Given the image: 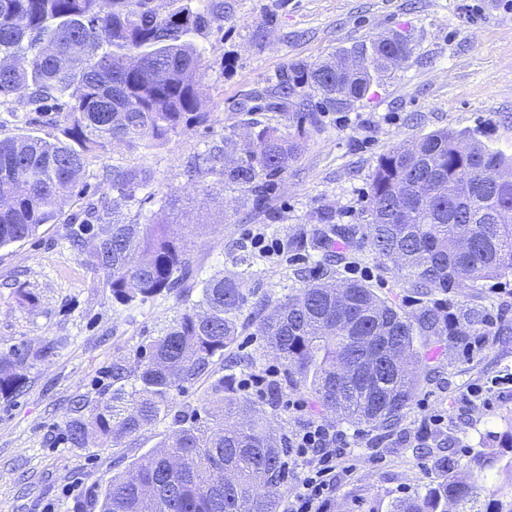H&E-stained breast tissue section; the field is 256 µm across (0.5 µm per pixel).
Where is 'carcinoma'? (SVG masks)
I'll return each mask as SVG.
<instances>
[{
	"instance_id": "1",
	"label": "carcinoma",
	"mask_w": 512,
	"mask_h": 512,
	"mask_svg": "<svg viewBox=\"0 0 512 512\" xmlns=\"http://www.w3.org/2000/svg\"><path fill=\"white\" fill-rule=\"evenodd\" d=\"M203 11L177 8L160 17L146 0H0V104L23 88L43 109L68 97L69 141L50 142L19 132L0 139V248L36 234L60 216L87 154L108 141L149 146L178 132L198 111L203 66L194 34L208 25ZM413 52L399 34L380 33L314 64H291L266 94L263 111L288 112L297 127L318 128L323 112H341L371 85L391 77L393 60ZM345 56L367 59L354 70L336 69ZM241 144L224 138V150L207 154L191 172L213 185L250 192L262 205L296 158L298 143L270 124ZM512 157L489 148L474 132L440 129L382 154L369 184L364 236L377 255L396 262L418 295L407 313L358 281L310 280L270 313L253 312L258 335L286 366L288 385L310 393L322 412L341 411L356 424L392 428L428 375L429 345L456 344L486 322L469 307L457 317L429 299L466 282L512 274ZM143 169L112 171V193L88 204L69 223L75 238L89 235L86 264L101 272L119 304L174 293L182 308L140 349L134 365H112V394L66 424L69 443L105 449L139 435L171 414L186 383L213 374L214 358L227 373L210 387L204 412L173 415L176 428L111 477L91 489L83 512H276L266 495L286 477L284 449L266 432L257 406L238 389L243 364L225 357L244 328L249 246L236 242L226 262L233 269L198 279L187 245L172 225L117 216L151 181ZM320 237L288 246L324 249L349 242L356 230L327 223ZM197 299H192L193 292ZM23 358L0 356V393L16 392ZM492 489L460 478L466 467L454 456L436 461L440 480L425 492L400 497L386 512H512V428L479 462Z\"/></svg>"
}]
</instances>
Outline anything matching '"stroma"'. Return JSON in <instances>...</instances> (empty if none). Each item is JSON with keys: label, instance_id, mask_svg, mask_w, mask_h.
<instances>
[{"label": "stroma", "instance_id": "35a3bbf8", "mask_svg": "<svg viewBox=\"0 0 512 512\" xmlns=\"http://www.w3.org/2000/svg\"><path fill=\"white\" fill-rule=\"evenodd\" d=\"M207 10L209 25L195 41L203 51L200 105L207 118L150 147L112 142L90 152L82 180L106 189L115 167L151 170L124 218L176 224L199 278L223 272L230 246L261 234L280 254L254 253L250 303L275 306L303 285V276L329 271L358 280L398 308L411 312L416 296L393 262L362 238L335 244L337 259L321 250L288 249V239H315L318 211L335 224L365 227L369 176L380 155L436 129L477 132L494 150L512 156V11L505 0H148L167 14L174 6ZM273 24L263 42L253 32ZM396 32L413 46L393 78L372 85L343 112H327L263 205L241 190L202 192L189 176L197 154L246 138L240 105L270 88L295 62L315 63L377 33ZM60 113L34 111L28 91L0 106V138L24 129L48 141L62 138ZM175 207H166L168 199ZM85 199L66 198L63 222L42 225L36 236L0 248V355L21 353L22 386L0 397V512H76L85 489L148 453L174 429L172 418L104 450L75 448L65 437L76 402L94 404L112 388V362L133 363L181 307L163 294L123 306L112 299L103 274L85 263L70 242L66 219ZM449 313L473 306L490 315L473 332L470 348L450 342L429 355L432 374L422 380L395 429L354 425L323 414L310 396L282 388L269 419L285 437L313 419L352 435L353 472L338 471L327 512H367L437 481V459L454 453L469 460L492 447V435L512 426V276L433 294ZM303 411L289 409V402ZM442 424H434V417Z\"/></svg>", "mask_w": 512, "mask_h": 512}]
</instances>
